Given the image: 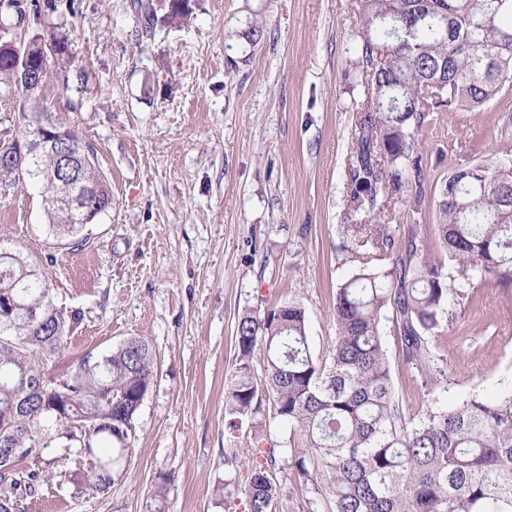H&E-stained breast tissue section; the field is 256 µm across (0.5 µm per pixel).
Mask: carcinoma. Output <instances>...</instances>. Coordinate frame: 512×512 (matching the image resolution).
Segmentation results:
<instances>
[{
  "label": "carcinoma",
  "instance_id": "obj_1",
  "mask_svg": "<svg viewBox=\"0 0 512 512\" xmlns=\"http://www.w3.org/2000/svg\"><path fill=\"white\" fill-rule=\"evenodd\" d=\"M359 2L353 52L365 101L349 156L350 198L354 213L389 220L399 203L419 211V133L430 113L480 108L512 83V0ZM10 59L0 51V101L36 98L43 86L17 84L5 72ZM473 168L474 178L443 181L433 248L415 234L401 246L383 223L346 226L347 251L359 266L336 293L329 360L312 355L298 301L238 317L225 415L231 428L247 423L254 433L246 480L225 477L224 498L238 497L245 512H277L279 453L303 482H327L325 512H512V392L472 394L451 409L435 397L445 375L436 338L450 297L474 287L478 274L512 288V156ZM83 179L99 190L90 202L112 209V188L97 164ZM46 215L54 239L87 244L83 213L68 197ZM379 254L389 265L375 264ZM389 314L407 363L422 376L425 407L414 414L392 382L382 335ZM80 320L56 309L44 270L0 247V512H25L56 477L77 495L101 494L122 473L156 352L148 339L131 336L100 358L49 371ZM53 444L65 457L88 455L91 466L55 473L59 459L42 457ZM28 457L39 466L17 470ZM172 482L170 473L157 475L150 512H165Z\"/></svg>",
  "mask_w": 512,
  "mask_h": 512
}]
</instances>
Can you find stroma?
I'll return each instance as SVG.
<instances>
[{"mask_svg":"<svg viewBox=\"0 0 512 512\" xmlns=\"http://www.w3.org/2000/svg\"><path fill=\"white\" fill-rule=\"evenodd\" d=\"M0 7L22 39L66 35L38 101L95 149L112 208L73 250L47 231L41 193L0 175V243L45 267L54 302L82 320L63 361L101 357L131 336L151 340L157 375L135 420L123 473L104 495L42 489L26 512H147L158 473L173 474L167 512H225L218 482L230 433L225 389L238 315L284 300L306 309L312 354L335 340L336 291L356 269L344 245L357 218L348 157L364 99L352 45L356 0H192L182 22L169 0H20ZM264 35L244 37L251 25ZM426 180L419 213L397 208L434 242L439 185L457 166L512 155V88L474 112H435L419 136ZM437 340L454 406L512 390V288L491 280L451 303ZM383 333L404 406L421 404V375L395 321Z\"/></svg>","mask_w":512,"mask_h":512,"instance_id":"35a3bbf8","label":"stroma"}]
</instances>
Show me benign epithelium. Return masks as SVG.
<instances>
[{"mask_svg":"<svg viewBox=\"0 0 512 512\" xmlns=\"http://www.w3.org/2000/svg\"><path fill=\"white\" fill-rule=\"evenodd\" d=\"M4 48L16 55L10 72L23 82L39 85L43 82L53 46L39 38H31L21 45L15 42L4 44ZM38 154L51 155L55 163L44 173V179L54 181L71 190L83 187L77 168L87 162L90 153L69 136L64 135L52 123L42 122L35 135L17 146H0V167L9 171H20L28 157Z\"/></svg>","mask_w":512,"mask_h":512,"instance_id":"benign-epithelium-1","label":"benign epithelium"}]
</instances>
